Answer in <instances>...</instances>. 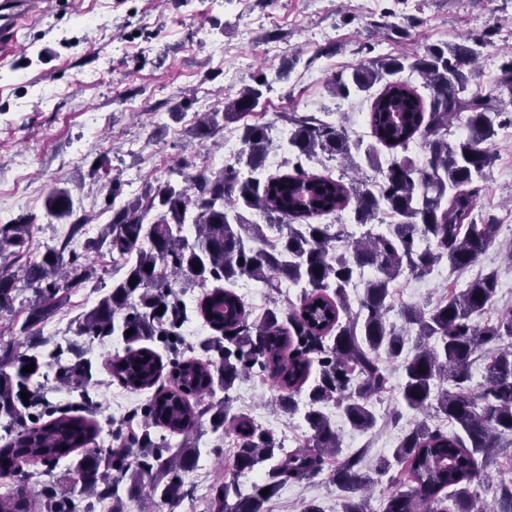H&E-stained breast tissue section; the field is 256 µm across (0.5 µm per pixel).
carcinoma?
<instances>
[{"label": "carcinoma", "mask_w": 512, "mask_h": 512, "mask_svg": "<svg viewBox=\"0 0 512 512\" xmlns=\"http://www.w3.org/2000/svg\"><path fill=\"white\" fill-rule=\"evenodd\" d=\"M481 46L474 39L428 46L412 56H378L330 82L341 99L385 83L369 113L371 134L389 149L405 152L419 144L422 163L407 155L394 158L377 167V177L359 184L307 174L303 165L320 154L355 168L352 150L364 149L370 163L378 150L350 141L342 126L321 116L292 112L281 119L289 125L286 149L294 173L265 174L270 124L248 119L263 95L262 79L190 131L202 146L220 122H242L236 165L149 185L119 207L122 183L114 179L104 208L111 218L98 238L85 241L83 252L71 243L88 218L77 213L65 187L51 188L44 218L71 225L70 233L42 255L27 256L34 216L0 222V255L9 250L14 260L25 259L17 271L0 266V317L12 311L20 291L32 290L34 300L19 327L28 348L47 344L43 325L96 274L87 257L102 255L104 248L122 260L124 272L83 316L77 334L123 337L124 354L112 358V377L122 386L137 392L157 383L164 364L150 343L177 353L188 320L179 293L199 290L196 311L217 332L202 346L217 357L170 360V387L155 392L112 432L111 448L96 442L100 429L92 419L55 409L34 412L46 405L32 389L42 363L35 354L17 355L9 342L1 346L0 485L7 491L0 493V512H79L77 488L112 499V512H125V501H140L148 488L171 510L192 495L182 474L196 466L195 435L205 416L215 431L231 425L235 445L226 465L230 475L210 487L209 512H266L280 487L326 471L343 493L342 512H512L511 484L497 487L490 509L478 505L475 490L482 468L512 439V306L485 319L496 295V273L478 274L430 308L401 305L399 326L387 320L402 276L425 277L442 261L454 271L466 270L496 244L502 229L493 216H477L475 210L495 160L489 142L497 127L512 125L501 98L506 93L512 100V60L498 79L497 94L472 92L471 66ZM406 69L430 90V108L415 87L393 82ZM463 113L466 133L448 138L452 120ZM351 202L354 223L367 227L360 238L344 224L311 222ZM253 211L264 223L247 217ZM382 212L392 221L377 228L372 221ZM366 270L370 275L354 309L348 289ZM243 278L272 292L284 282L299 286L300 305L283 309L274 301L260 320L251 321L244 299L232 290ZM162 305L165 310L156 313ZM480 354L482 382L473 388L471 367ZM383 356L401 371L399 403L413 421L393 451L401 470L390 474L391 463L382 458L369 475L356 457H341L336 425L324 408L333 405L354 429L375 428L374 398L390 389ZM30 363L34 371L21 372ZM252 376L275 383L277 405L290 415L306 399L309 434L303 448L286 452L271 431L231 414L230 391ZM219 390L224 396H217ZM431 418L451 422L454 430L431 427ZM153 426L183 436V442L171 447L166 436H152ZM67 457L72 462L61 490L52 483L32 494L24 466L40 464L52 476ZM263 463L269 464L263 483L241 489L238 474ZM385 476L393 491L375 510L366 491Z\"/></svg>", "instance_id": "obj_1"}]
</instances>
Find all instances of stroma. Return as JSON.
I'll list each match as a JSON object with an SVG mask.
<instances>
[{
	"label": "stroma",
	"instance_id": "35a3bbf8",
	"mask_svg": "<svg viewBox=\"0 0 512 512\" xmlns=\"http://www.w3.org/2000/svg\"><path fill=\"white\" fill-rule=\"evenodd\" d=\"M487 31L492 43L482 48L471 83L484 93L512 59V0H44L0 54V211L38 216L29 253L41 254L69 231L42 217L45 196L58 183L89 217L85 236H97L109 220L103 207L112 178L127 199L174 177L182 165L191 174L222 168L223 147L189 144L188 131L259 75L272 88L256 112L271 123L275 142L288 136L284 112L329 113L351 139L371 142L377 89L339 100L329 92L334 75L352 72L372 53L410 54ZM310 71L318 76L312 85L304 79ZM492 149L496 161L479 207L501 218L512 213V138L495 136ZM488 270L498 277L496 306L512 305V262L497 248L458 277L467 282ZM86 292L82 304L67 302L43 334L51 350L79 342L91 361V409L106 448L147 395L112 377L109 362L125 348L121 337L77 336L79 317L101 295L91 286ZM277 395L270 379L252 378L236 386L232 411L280 437L303 429L300 417L276 410ZM339 430L344 452L365 468L390 455L400 435L381 423L366 434L345 424ZM225 441L221 431L200 436L197 466L185 476L194 495L175 512H207L205 494L225 473ZM311 499L324 512H340V492L324 476L281 487L266 508L300 512Z\"/></svg>",
	"mask_w": 512,
	"mask_h": 512
}]
</instances>
